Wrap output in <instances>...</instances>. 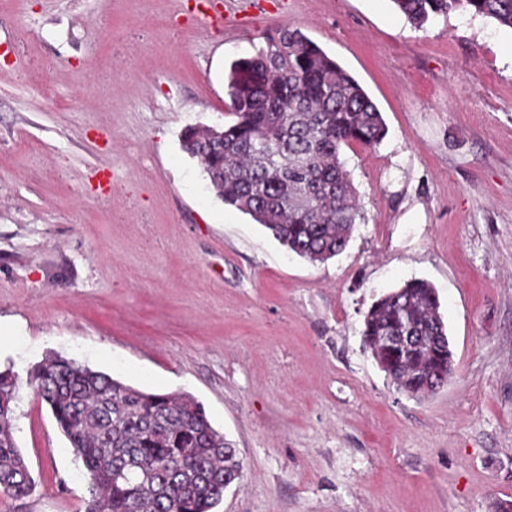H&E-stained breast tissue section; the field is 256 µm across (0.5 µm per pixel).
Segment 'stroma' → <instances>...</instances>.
<instances>
[{
    "label": "stroma",
    "instance_id": "obj_1",
    "mask_svg": "<svg viewBox=\"0 0 512 512\" xmlns=\"http://www.w3.org/2000/svg\"><path fill=\"white\" fill-rule=\"evenodd\" d=\"M0 0V371L36 487L0 512H84L89 477L28 372L60 355L184 392L244 462L216 512H495L512 502V29L392 0ZM300 30L388 133L343 148L363 204L312 263L225 205L181 147L232 122L230 65ZM438 290L455 372L417 400L363 344L381 294ZM237 1H226L224 3V10L222 11H213L212 14H205V22L219 29H224V26L227 28L236 29L239 27L237 23V16L242 11L240 10Z\"/></svg>",
    "mask_w": 512,
    "mask_h": 512
}]
</instances>
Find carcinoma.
Masks as SVG:
<instances>
[{"label": "carcinoma", "mask_w": 512, "mask_h": 512, "mask_svg": "<svg viewBox=\"0 0 512 512\" xmlns=\"http://www.w3.org/2000/svg\"><path fill=\"white\" fill-rule=\"evenodd\" d=\"M416 27L469 10L512 28V0H392ZM235 120L209 134L188 126L183 150L213 190L310 262L342 254L365 219L340 158L343 147H375L388 129L360 83L298 30L230 66ZM417 336L394 347L387 340ZM364 343L395 389L423 399L454 371L437 289L411 279L382 294L364 317ZM89 474L86 512H214L243 476L236 448L186 394L149 393L65 358L29 373ZM15 376L0 372V494L29 496L35 480L13 435Z\"/></svg>", "instance_id": "cac0c4a2"}]
</instances>
